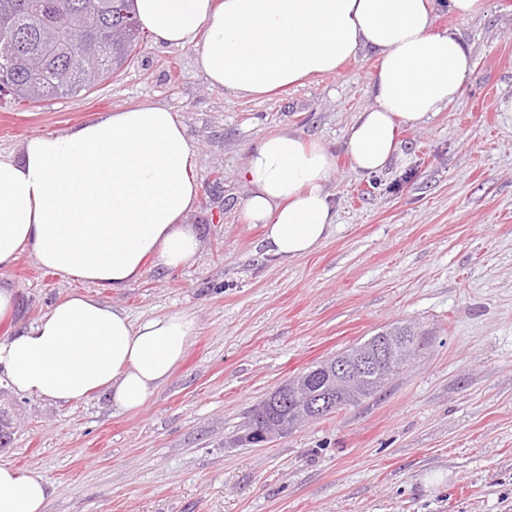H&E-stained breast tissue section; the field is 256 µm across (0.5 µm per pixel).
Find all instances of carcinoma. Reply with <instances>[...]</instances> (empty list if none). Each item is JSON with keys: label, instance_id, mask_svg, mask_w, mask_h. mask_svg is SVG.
I'll return each instance as SVG.
<instances>
[{"label": "carcinoma", "instance_id": "carcinoma-1", "mask_svg": "<svg viewBox=\"0 0 512 512\" xmlns=\"http://www.w3.org/2000/svg\"><path fill=\"white\" fill-rule=\"evenodd\" d=\"M30 0H0V65L3 45L12 56L9 67L0 68V93L18 103H34L47 96H76L120 70L140 40L132 0H42L34 15ZM60 69L70 71L66 83L56 79ZM389 340L386 357L371 369L355 373L349 392L336 379L332 365L341 358L357 363L373 353L380 337ZM419 336L409 325H393L366 340L320 360L288 380L293 389L288 402L262 400L250 412L241 440L255 443L266 422L286 424L296 409L308 411L326 397L339 403L337 412L371 398L387 374L399 373L419 350Z\"/></svg>", "mask_w": 512, "mask_h": 512}]
</instances>
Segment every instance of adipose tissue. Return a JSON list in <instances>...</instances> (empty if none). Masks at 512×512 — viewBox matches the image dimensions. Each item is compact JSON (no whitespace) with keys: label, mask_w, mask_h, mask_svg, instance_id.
Here are the masks:
<instances>
[{"label":"adipose tissue","mask_w":512,"mask_h":512,"mask_svg":"<svg viewBox=\"0 0 512 512\" xmlns=\"http://www.w3.org/2000/svg\"><path fill=\"white\" fill-rule=\"evenodd\" d=\"M436 0H135L139 25L157 42L196 49L214 87L261 97L333 74L360 52L380 64L372 107L350 126L346 151L366 175L381 171L415 125L455 101L471 52L455 30L436 32ZM184 125L140 104L0 154V273L24 253L62 277L122 288L147 259L187 265L197 239L183 222L200 186ZM334 167L322 146L292 131L262 139L243 175L244 215L264 227L269 254L304 256L336 221L325 183ZM196 332L181 313L136 323L83 293L56 302L34 324L0 340V382L15 393L77 403L101 392L120 412L139 410L181 363ZM49 483L0 465V512H43Z\"/></svg>","instance_id":"adipose-tissue-1"}]
</instances>
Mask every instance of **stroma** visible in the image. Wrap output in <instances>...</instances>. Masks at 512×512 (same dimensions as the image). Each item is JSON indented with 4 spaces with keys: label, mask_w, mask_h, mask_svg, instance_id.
Instances as JSON below:
<instances>
[{
    "label": "stroma",
    "mask_w": 512,
    "mask_h": 512,
    "mask_svg": "<svg viewBox=\"0 0 512 512\" xmlns=\"http://www.w3.org/2000/svg\"><path fill=\"white\" fill-rule=\"evenodd\" d=\"M473 68L461 96L404 127L373 175L345 151L372 106L374 55L259 98L211 86L191 47L143 33L131 60L89 93L35 104L0 99V152L138 104L176 112L200 185L186 217L199 248L170 270L148 262L128 286L71 281L22 254L0 283L15 292L0 339L74 292L140 321L196 325L184 360L135 412L107 395L56 404L0 391L12 439L0 465L41 475L44 512H512V0L459 19ZM283 130L325 147L336 212L316 251L266 254L246 223L250 150ZM410 324L424 346L358 406L259 444L249 411L312 363Z\"/></svg>",
    "instance_id": "obj_1"
}]
</instances>
